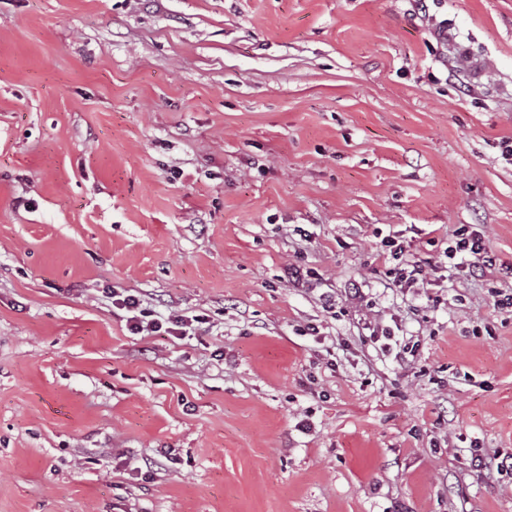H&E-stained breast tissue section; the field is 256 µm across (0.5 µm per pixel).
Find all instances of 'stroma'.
I'll return each instance as SVG.
<instances>
[{
	"mask_svg": "<svg viewBox=\"0 0 512 512\" xmlns=\"http://www.w3.org/2000/svg\"><path fill=\"white\" fill-rule=\"evenodd\" d=\"M508 139L512 0H0V512H512ZM454 246H449L444 252L448 259L464 258L469 262V270L484 273L496 265L494 257L489 255L485 244L484 236L478 232L469 230V227L462 225L453 232ZM383 256L385 262L388 260L393 263L392 266L386 268L385 275L394 278V281L403 288H415L424 284H430L429 279L434 268L432 263L427 259L407 260L403 259L405 255V247L395 237L387 236L382 241ZM112 305L127 313L126 322L135 334L145 332L148 336H182L187 330H196L195 323H205L199 316L189 317L178 313L170 314L166 319H148L153 316L151 311L143 308V301L138 295L128 291L112 290Z\"/></svg>",
	"mask_w": 512,
	"mask_h": 512,
	"instance_id": "obj_1",
	"label": "stroma"
}]
</instances>
